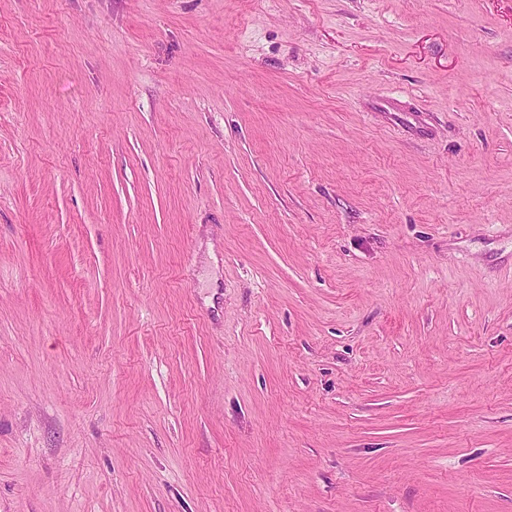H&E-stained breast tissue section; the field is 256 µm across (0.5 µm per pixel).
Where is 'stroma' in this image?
<instances>
[{
    "label": "stroma",
    "mask_w": 512,
    "mask_h": 512,
    "mask_svg": "<svg viewBox=\"0 0 512 512\" xmlns=\"http://www.w3.org/2000/svg\"><path fill=\"white\" fill-rule=\"evenodd\" d=\"M0 512H512V0H0Z\"/></svg>",
    "instance_id": "35a3bbf8"
}]
</instances>
